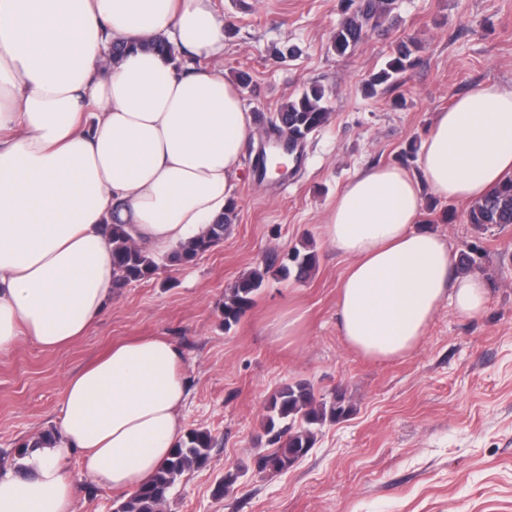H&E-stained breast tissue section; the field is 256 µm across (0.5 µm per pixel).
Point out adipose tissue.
<instances>
[{
  "instance_id": "obj_1",
  "label": "adipose tissue",
  "mask_w": 512,
  "mask_h": 512,
  "mask_svg": "<svg viewBox=\"0 0 512 512\" xmlns=\"http://www.w3.org/2000/svg\"><path fill=\"white\" fill-rule=\"evenodd\" d=\"M166 37L189 63L148 42ZM216 0H0V352L56 350L105 314L112 225L162 258L235 199L253 133L224 56ZM128 43L112 58L113 42ZM419 173L357 172L323 240L348 262L337 326L366 357L414 353L442 304L481 315L489 288L422 228L423 187L478 201L512 176V85L480 86L435 113ZM184 353L165 336L115 342L64 383L54 436L23 474L0 476V512H72L82 478L125 495L185 437Z\"/></svg>"
}]
</instances>
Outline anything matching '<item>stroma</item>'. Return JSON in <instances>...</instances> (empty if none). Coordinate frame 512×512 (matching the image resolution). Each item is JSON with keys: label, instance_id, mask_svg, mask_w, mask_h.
<instances>
[{"label": "stroma", "instance_id": "1", "mask_svg": "<svg viewBox=\"0 0 512 512\" xmlns=\"http://www.w3.org/2000/svg\"><path fill=\"white\" fill-rule=\"evenodd\" d=\"M229 23L225 79L247 72L242 104L254 130L287 98L318 85L328 124L304 143L279 179L259 180L258 141L247 143L236 186L237 218L223 242L189 266H161L112 291L104 317L73 345L48 351L31 341L0 353V475L15 472L17 448L55 429L66 379L114 342L167 336L185 356V428L217 440L208 464L186 474L164 512H512V225L467 224L469 205L423 192L424 228L454 251L478 245L490 286L485 313L440 307L416 352L375 362L349 349L336 325L346 260L320 233L327 208L355 169L405 163L421 148L434 113L485 83H512V0H395L392 17L354 53L331 47L340 0H217ZM415 40L418 62L403 79L404 107L391 93L368 96L364 81L395 43ZM455 210L449 224L442 214ZM317 264L307 280L288 273L292 249ZM262 276L253 305L225 324L224 295L250 273ZM297 307V343L273 340L268 325ZM308 382L320 395L343 387L352 413L325 424L288 471L257 473L270 396ZM246 474L226 496L225 471Z\"/></svg>", "mask_w": 512, "mask_h": 512}]
</instances>
